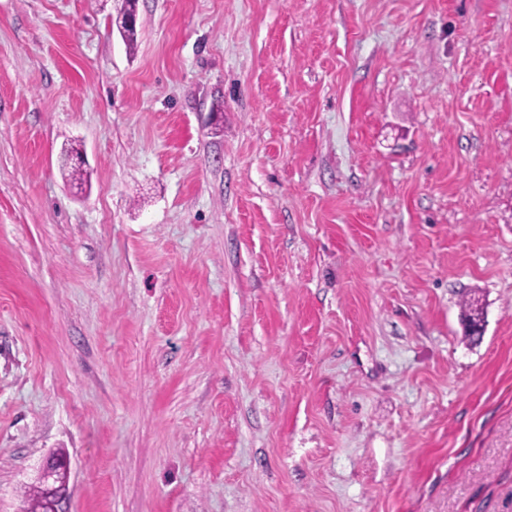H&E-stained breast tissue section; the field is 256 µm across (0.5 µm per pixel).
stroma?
Returning <instances> with one entry per match:
<instances>
[{
	"mask_svg": "<svg viewBox=\"0 0 512 512\" xmlns=\"http://www.w3.org/2000/svg\"><path fill=\"white\" fill-rule=\"evenodd\" d=\"M122 5L0 0V512H512V0ZM69 466L65 465L63 471L59 470L54 463L47 466L43 470L40 477V484L45 487L49 493L50 507L52 512H62L59 509V504L65 495V491L62 487V482H66V486L69 482Z\"/></svg>",
	"mask_w": 512,
	"mask_h": 512,
	"instance_id": "35a3bbf8",
	"label": "stroma"
}]
</instances>
